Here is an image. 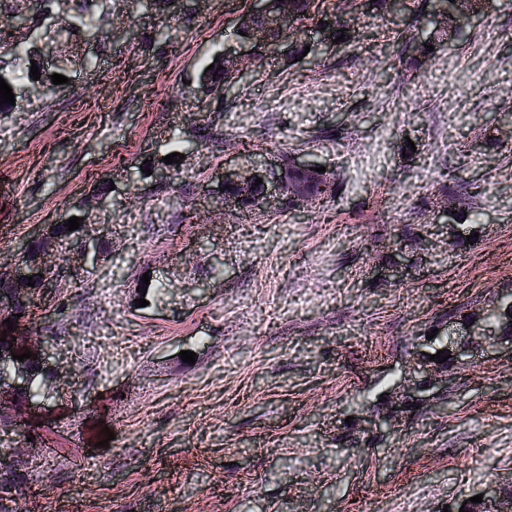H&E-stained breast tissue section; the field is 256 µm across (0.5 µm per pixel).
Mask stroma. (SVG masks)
I'll return each mask as SVG.
<instances>
[{
    "mask_svg": "<svg viewBox=\"0 0 512 512\" xmlns=\"http://www.w3.org/2000/svg\"><path fill=\"white\" fill-rule=\"evenodd\" d=\"M424 5L395 23L356 0L350 44L307 25L302 61L260 59L219 101L186 88L204 54L238 49L225 35L249 0H190L175 18L112 0L83 46L96 67L0 112V262L115 184L110 254L22 321L57 334L73 372L18 416L54 445L24 465L16 512H440L512 485L511 355L452 369L435 399L369 427L430 329L512 291V0L409 71L391 53L432 36ZM196 118L218 139L156 187L143 163ZM286 156L321 163L336 195L212 210L224 169Z\"/></svg>",
    "mask_w": 512,
    "mask_h": 512,
    "instance_id": "stroma-1",
    "label": "stroma"
}]
</instances>
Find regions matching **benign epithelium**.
I'll return each mask as SVG.
<instances>
[{
	"mask_svg": "<svg viewBox=\"0 0 512 512\" xmlns=\"http://www.w3.org/2000/svg\"><path fill=\"white\" fill-rule=\"evenodd\" d=\"M268 0H251V6L240 16L238 25L251 24V18L256 14H266ZM293 0H280L277 12L274 15L275 25L282 31L288 32V41H293L296 32L291 24L293 18ZM266 31L263 28L252 29V41L247 43V49L237 52L234 58L240 72H245L254 61L252 44L265 39ZM260 178L262 193L258 206L268 205L273 202L283 204L288 201L287 180L280 172V168L267 167L262 164L250 165L238 169H229L227 174L221 175L220 181L226 185L255 183ZM104 225L93 223V230L88 232L79 242L78 246L71 247L67 243L58 244L53 248L40 253L37 259L26 264L20 258L8 266L0 265V275L16 280H23L25 276L40 279V275L53 272V277L43 280L45 288H59L62 283L70 279L74 273L84 269V263L90 261L99 253L100 241L103 237ZM446 332L453 336L452 356L457 365L469 364L478 353L507 349L512 352V336L503 335L498 323L487 314L469 315L463 320L448 321ZM16 342L13 346H6L0 350V357L9 365L7 373L0 376V413H5L10 408H16L13 403L18 391L27 386L33 371L32 365L50 364L51 351L44 339L36 338L32 334L18 330L13 333ZM423 350L417 353L415 361L409 367L410 378L413 380L407 397L415 398L434 388L436 384L448 381V365L439 364L430 360V356L436 354V345L428 340L422 344ZM37 355V359H26L19 362L12 358V354L20 355L25 350ZM482 503L486 504L491 512H512V496L502 494L499 487L491 485L481 491Z\"/></svg>",
	"mask_w": 512,
	"mask_h": 512,
	"instance_id": "1",
	"label": "benign epithelium"
}]
</instances>
